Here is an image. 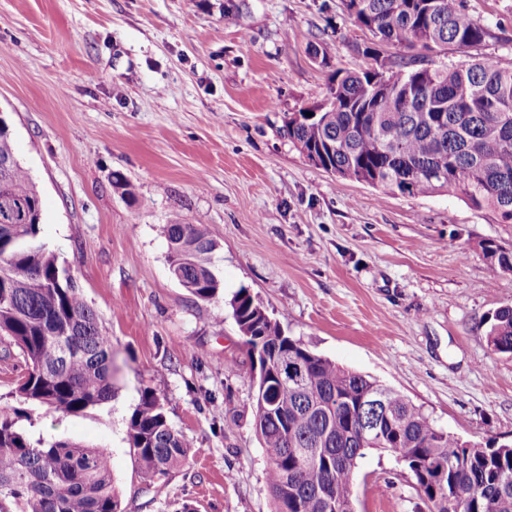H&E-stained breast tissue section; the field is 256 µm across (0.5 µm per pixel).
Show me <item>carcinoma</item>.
Wrapping results in <instances>:
<instances>
[{"label": "carcinoma", "mask_w": 512, "mask_h": 512, "mask_svg": "<svg viewBox=\"0 0 512 512\" xmlns=\"http://www.w3.org/2000/svg\"><path fill=\"white\" fill-rule=\"evenodd\" d=\"M350 18L376 43L361 49L373 65L338 70L316 116L294 113L288 138L318 166L384 195L448 192L512 224V69L484 57L441 66L430 53L463 50L492 37L464 0H345ZM238 0H224V22L238 25ZM403 46L411 55L389 51ZM0 338L19 349L27 372L17 405H0V512H119L109 453L68 440H34L23 406L74 415L112 400V347L95 310L41 237L39 192L0 123ZM168 263L199 299L223 282L217 243L204 224L160 226ZM492 274L512 273V251L485 242ZM251 358L302 367L303 384L273 373L251 402L267 458L275 512H351L353 475L368 449L395 455L429 512H512V442H463L423 406L379 381L345 369L285 334L247 289L230 301ZM488 341L512 353V306L490 319ZM376 393L387 415L379 434H360V408ZM128 441L147 484L182 468L190 444L144 390Z\"/></svg>", "instance_id": "obj_1"}]
</instances>
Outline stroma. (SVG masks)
<instances>
[{
    "label": "stroma",
    "instance_id": "1",
    "mask_svg": "<svg viewBox=\"0 0 512 512\" xmlns=\"http://www.w3.org/2000/svg\"><path fill=\"white\" fill-rule=\"evenodd\" d=\"M491 38L440 65L512 69V0H466ZM0 0V115L42 202L41 236L96 310L115 394L33 438L105 449L120 512H274L230 301L258 296L285 333L377 379L461 440H512V354L488 342L512 273L481 245L512 224L441 193L410 197L311 164L285 132L338 69L371 67L343 0ZM124 187H117V180ZM208 224L224 288L201 300L170 274L160 224ZM190 442L145 484L127 438L143 390ZM356 512H429L390 452L358 462Z\"/></svg>",
    "mask_w": 512,
    "mask_h": 512
}]
</instances>
